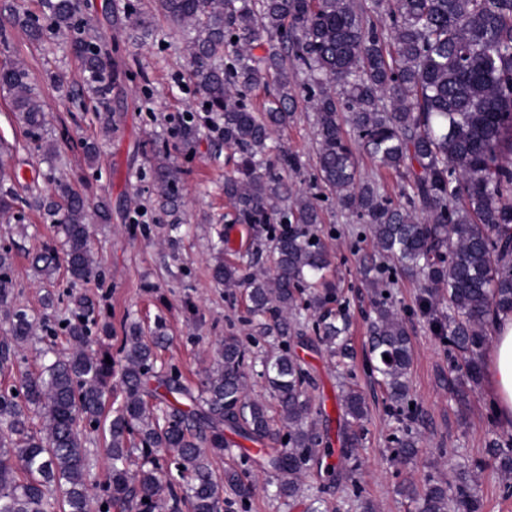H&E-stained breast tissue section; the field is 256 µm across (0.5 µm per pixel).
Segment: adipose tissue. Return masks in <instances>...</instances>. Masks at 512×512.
Masks as SVG:
<instances>
[{
  "label": "adipose tissue",
  "instance_id": "ef3b65f1",
  "mask_svg": "<svg viewBox=\"0 0 512 512\" xmlns=\"http://www.w3.org/2000/svg\"><path fill=\"white\" fill-rule=\"evenodd\" d=\"M485 386L492 397L496 416L503 425L512 424V314L494 319L493 345L486 358Z\"/></svg>",
  "mask_w": 512,
  "mask_h": 512
}]
</instances>
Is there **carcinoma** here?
<instances>
[{
    "instance_id": "obj_1",
    "label": "carcinoma",
    "mask_w": 512,
    "mask_h": 512,
    "mask_svg": "<svg viewBox=\"0 0 512 512\" xmlns=\"http://www.w3.org/2000/svg\"><path fill=\"white\" fill-rule=\"evenodd\" d=\"M164 16L190 27V80L209 105L224 147L236 155L224 176V197L233 223L267 232V242L224 260L232 251L225 235L213 245L212 277L219 284L246 283L247 311L255 336L277 341L254 351L240 336L218 344L199 384L174 367L157 366L168 340L159 319L147 329L126 318L120 360L110 364L112 324L89 295L69 290L70 315L31 317L17 305L12 253L0 248V311L8 336L0 341V512H248L254 492L245 477L254 468L275 482V497L288 506L300 497L303 479L316 468L340 474L359 488L358 455L369 417L365 392L347 381L336 397L337 438L330 415L314 403L315 380L288 338L324 354L345 369L352 358L346 307L327 279L331 254L318 234V194L295 193L288 171L296 156L271 155L274 130L297 110L295 78L306 76L315 112L316 171L312 188H326L342 208L366 224L379 261L363 265L373 295L367 360L389 409L402 424L390 439L391 459L418 460L417 409L410 408L414 349L410 327L393 309L389 276L400 271L424 279L419 311L433 316L452 362L448 392L469 401L482 373L481 351L495 315L512 314V0H159ZM31 14L4 4L10 23L30 40L51 31L69 38L81 63L76 94L105 106L119 73L78 21L80 0H43ZM123 27L134 43L151 35L135 3ZM238 47L224 63L226 45ZM260 49L263 55L254 51ZM274 86L261 108L247 92ZM0 89L32 138L41 139L46 114L28 71L0 67ZM349 113L358 142L381 166L401 178L399 199L360 178L343 135L339 113ZM197 127L181 122L178 138L192 148ZM154 180L161 206L180 212L184 170L160 150ZM56 218L69 282L98 276L91 248L93 224L112 218L110 201L89 206L68 182L39 202ZM269 250L270 271L252 272ZM45 277L59 269L49 244L33 258ZM448 303V312L438 308ZM315 316L313 335L294 324L301 311ZM64 338L57 353L36 371L14 367L26 349ZM264 379L271 401L251 396L247 377ZM122 401L109 405L114 386ZM103 439L109 466L92 474L87 435ZM258 448L241 449L240 468L218 474L210 455L230 449L226 434ZM487 448L497 467L512 473V431L502 429ZM338 455L339 465L327 462ZM476 461L460 465L451 479L432 475L410 481L399 494L416 512H480L472 479ZM325 486H311L307 512H327ZM107 510H102V507Z\"/></svg>"
}]
</instances>
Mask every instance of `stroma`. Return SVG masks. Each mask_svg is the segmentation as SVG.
Here are the masks:
<instances>
[{
    "mask_svg": "<svg viewBox=\"0 0 512 512\" xmlns=\"http://www.w3.org/2000/svg\"><path fill=\"white\" fill-rule=\"evenodd\" d=\"M138 2L152 30L142 44L130 42L125 30L109 20L111 14H122L126 0H88L83 12L121 74L105 109H94L75 95L83 73L66 37L50 35L34 43L21 29L8 28V42L0 44V63L19 62L28 69L47 115L43 139L56 144L60 157L48 160L18 121L9 99L0 93V143L11 146L7 162L22 174L15 184L19 199L14 210L0 215V247L10 248L14 256L18 304L33 317H41L44 292L62 294L70 284L62 275L40 280L31 267L33 254L59 238L51 218L37 208V200L53 195L59 178L80 188L90 202L110 199L112 220L96 225L91 238L99 275L81 290L99 303L111 322L113 347L121 345L124 317L148 325L163 319L170 341L159 352L161 361L177 365L188 380L195 381L211 365L218 340L228 334H250L245 290L213 280L211 250L222 230L239 251L249 247L250 239L240 225L228 221L232 208L224 197V176L233 168V157L212 132L202 98L188 79L189 34L162 15L157 0ZM53 72L65 76L66 87L50 81ZM297 97V112L286 128L273 133L271 145L299 158L301 167L289 174L288 181L294 189L305 191L315 171V116L304 102L305 88H298ZM188 115L200 133L194 148L185 151L177 146L175 130ZM86 140L97 147L95 159H88L83 150ZM158 145L167 146L186 172L183 206L175 217L157 201L153 149ZM320 206L322 234L335 254L348 302L352 371L369 403L367 435L359 449L362 492L357 495L345 483H331L329 512H361L364 500L371 501L376 512H415L413 504L398 495V486L408 479L422 482L429 473L449 476L457 464L486 459V444L501 424L492 413L486 390H478L464 406L451 398L448 349L428 319L416 312L419 282L401 276L393 288V301L400 313L411 316L412 394L426 455L409 465L389 459L386 439L397 424L388 416L384 391L365 361L371 292L363 284L360 267L373 245L357 239L360 221L338 205L335 195H326ZM175 221L181 228L179 244L173 249L168 244V226ZM295 351L315 378L316 396L324 398L326 407H333L338 392L333 366L304 346H296ZM476 481L481 512H512V490H506L504 475L488 467L477 471Z\"/></svg>",
    "mask_w": 512,
    "mask_h": 512,
    "instance_id": "stroma-1",
    "label": "stroma"
}]
</instances>
